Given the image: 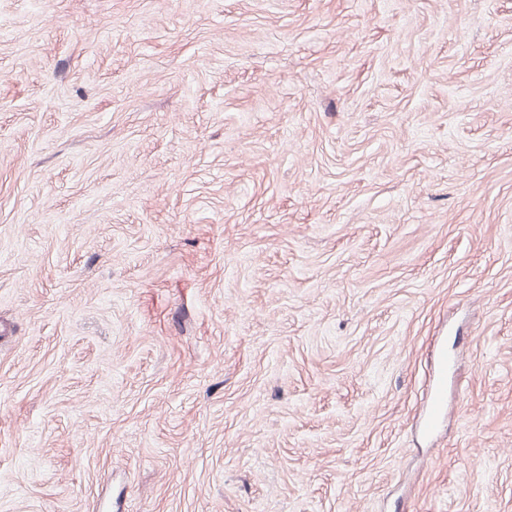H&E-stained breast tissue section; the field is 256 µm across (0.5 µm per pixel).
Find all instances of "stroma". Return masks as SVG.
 <instances>
[{
  "label": "stroma",
  "mask_w": 512,
  "mask_h": 512,
  "mask_svg": "<svg viewBox=\"0 0 512 512\" xmlns=\"http://www.w3.org/2000/svg\"><path fill=\"white\" fill-rule=\"evenodd\" d=\"M0 512H512V0H0ZM443 374H448V353L446 351L441 353V357L439 359V378L434 380L436 387L432 389L430 394L431 411L429 412L428 418L426 420V428L430 432H432L434 429V416L441 412L443 408V398L439 389Z\"/></svg>",
  "instance_id": "obj_1"
}]
</instances>
